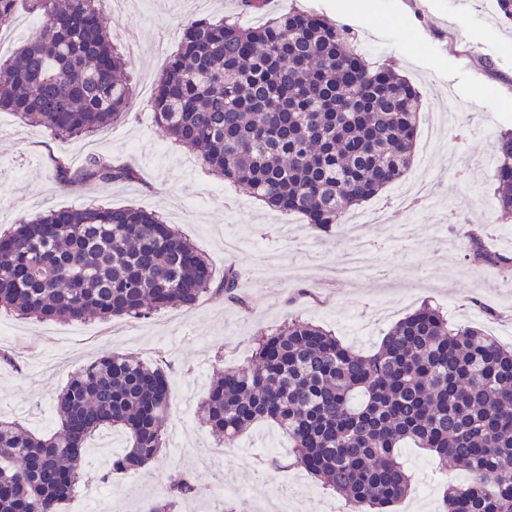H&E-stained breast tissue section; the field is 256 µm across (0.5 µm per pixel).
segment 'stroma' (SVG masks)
I'll return each mask as SVG.
<instances>
[{"label": "stroma", "instance_id": "1", "mask_svg": "<svg viewBox=\"0 0 512 512\" xmlns=\"http://www.w3.org/2000/svg\"><path fill=\"white\" fill-rule=\"evenodd\" d=\"M310 10L355 33L367 60L390 63L425 98L419 107L416 148L427 149L430 193L424 206L389 212L384 222L360 230L339 224L318 232L299 215L270 209L235 185L202 169L195 152L165 140L154 122L152 89L190 17L213 21L241 17L259 25L288 8ZM114 45L126 29L139 34V51L127 77L131 109L88 137L57 139L42 128L0 112V234L35 214L61 208L134 205L175 227L209 261L215 277L227 266L241 273L236 298L208 294L192 310L167 309L147 319L114 317L83 323H41L0 310V349L14 364L0 363V419L38 433L54 430L44 411L81 367L106 353H120L160 367L169 379L172 413L158 458L137 471L114 472L97 448L127 446L105 428L84 454L85 478L58 512H85L100 492L111 512H149L176 469L196 474V493L180 512H263L267 497L288 490V512H344L343 499L295 468L267 469L258 446L278 455L287 436L269 421L255 423L226 449L223 465L202 470L218 442L198 407L213 375L245 365L258 332L298 317L332 330L359 352L380 345L396 322L422 303L446 310L451 322L483 329L512 348V270L467 257L465 230L489 225L487 243L512 259V220L494 207L493 174L465 185L460 174L493 166L499 133L512 129V24L500 21L495 0H469L456 13L452 0H272L263 12L241 0H150L146 7L104 9ZM128 164L139 180L69 182L55 162L79 169L89 155ZM373 244L370 278L333 276L336 259L354 237ZM401 455L413 475L411 489L389 512H440L439 487L464 472L455 465L433 473L435 459L406 447ZM238 496L221 497L222 489Z\"/></svg>", "mask_w": 512, "mask_h": 512}]
</instances>
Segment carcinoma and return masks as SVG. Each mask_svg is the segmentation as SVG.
<instances>
[{"instance_id":"carcinoma-1","label":"carcinoma","mask_w":512,"mask_h":512,"mask_svg":"<svg viewBox=\"0 0 512 512\" xmlns=\"http://www.w3.org/2000/svg\"><path fill=\"white\" fill-rule=\"evenodd\" d=\"M43 26L0 62V112L61 138L87 136L133 103L127 59L94 0H0V28L19 9ZM419 92L388 65L372 68L354 35L288 9L257 27L194 18L156 82L157 125L221 180L327 231L414 158ZM495 208L512 218V130L495 144ZM62 178L131 181L132 167L92 155ZM474 258L499 263L466 234ZM210 264L158 215L127 206L50 210L0 237V307L38 321L147 318L193 309L211 289ZM238 273L218 291L234 296ZM169 382L119 355L83 366L53 398L56 429L38 435L0 420V512H57L83 478L86 440L104 427L130 447L116 471L162 449ZM229 445L260 420L291 440L288 465L340 493L349 512L402 500L406 443L472 474L448 486L442 512H512V349L474 327H451L423 304L375 350L359 354L331 331L292 320L262 335L247 365L220 373L200 404ZM194 477L169 475L150 512H178Z\"/></svg>"}]
</instances>
